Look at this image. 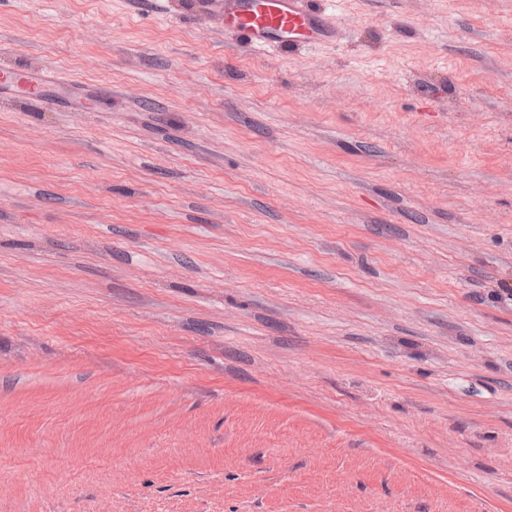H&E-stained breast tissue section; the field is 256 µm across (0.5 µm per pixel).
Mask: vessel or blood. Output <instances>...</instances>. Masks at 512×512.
Returning a JSON list of instances; mask_svg holds the SVG:
<instances>
[{
	"label": "vessel or blood",
	"mask_w": 512,
	"mask_h": 512,
	"mask_svg": "<svg viewBox=\"0 0 512 512\" xmlns=\"http://www.w3.org/2000/svg\"><path fill=\"white\" fill-rule=\"evenodd\" d=\"M196 11L223 18L225 28L263 53L333 45L342 37L335 17L316 0H196ZM49 84L19 68L0 69V86L22 88L39 101Z\"/></svg>",
	"instance_id": "obj_1"
}]
</instances>
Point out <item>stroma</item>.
Returning a JSON list of instances; mask_svg holds the SVG:
<instances>
[{"mask_svg":"<svg viewBox=\"0 0 512 512\" xmlns=\"http://www.w3.org/2000/svg\"><path fill=\"white\" fill-rule=\"evenodd\" d=\"M0 0V512H512V0ZM196 12L222 17L225 30L263 53L333 45L342 37L335 17L316 0H197ZM52 83L46 77L27 73L20 68L0 69V86L20 87L33 99L43 101Z\"/></svg>","mask_w":512,"mask_h":512,"instance_id":"1","label":"stroma"}]
</instances>
